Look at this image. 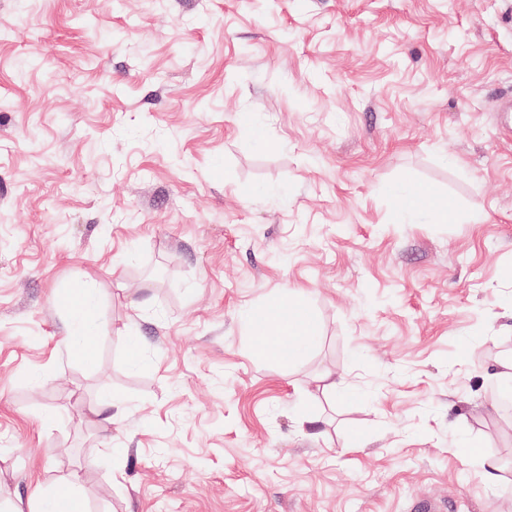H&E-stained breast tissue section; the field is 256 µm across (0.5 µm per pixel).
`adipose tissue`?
<instances>
[{"label": "adipose tissue", "instance_id": "1", "mask_svg": "<svg viewBox=\"0 0 512 512\" xmlns=\"http://www.w3.org/2000/svg\"><path fill=\"white\" fill-rule=\"evenodd\" d=\"M70 304L76 313L69 328L70 334L76 338L74 353L87 360L91 358L98 338L95 325L97 299L91 289L78 288L74 290ZM302 305L301 296L292 292L282 296L277 305L260 312L248 311L247 320L261 351L275 352L286 362L315 342L319 333L316 321L296 314Z\"/></svg>", "mask_w": 512, "mask_h": 512}]
</instances>
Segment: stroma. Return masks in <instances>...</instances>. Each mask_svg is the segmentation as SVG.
I'll use <instances>...</instances> for the list:
<instances>
[{
  "instance_id": "obj_1",
  "label": "stroma",
  "mask_w": 512,
  "mask_h": 512,
  "mask_svg": "<svg viewBox=\"0 0 512 512\" xmlns=\"http://www.w3.org/2000/svg\"><path fill=\"white\" fill-rule=\"evenodd\" d=\"M505 98L512 0H0V512H512ZM68 302L76 313L69 328L70 336L76 337L74 353L81 360L89 361L98 338V329L94 324L97 311L96 296L89 288H77L73 292V298H69ZM303 302L299 294L289 292L276 306L247 312V320L261 351H273L282 361L288 362L315 342L319 335L316 321L307 312L304 317L296 314V308L303 310ZM257 313L263 314L261 319ZM285 315L289 316L288 323L283 322ZM61 493L65 495L67 512L83 511L81 507L82 493L80 485L76 479H69L40 494V507L37 512H58L57 500Z\"/></svg>"
}]
</instances>
